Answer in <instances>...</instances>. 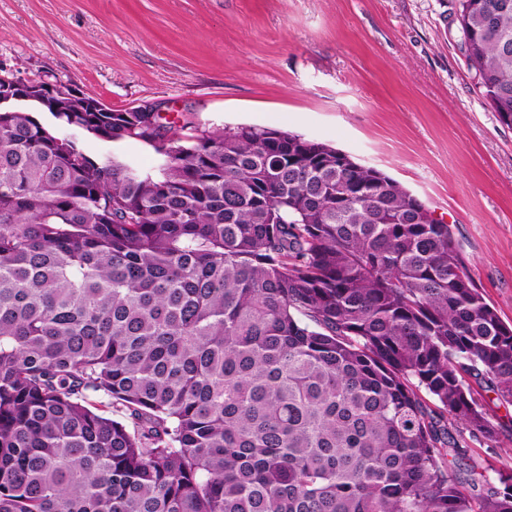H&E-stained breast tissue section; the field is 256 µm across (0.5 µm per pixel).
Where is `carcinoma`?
Segmentation results:
<instances>
[{"label":"carcinoma","instance_id":"1","mask_svg":"<svg viewBox=\"0 0 512 512\" xmlns=\"http://www.w3.org/2000/svg\"><path fill=\"white\" fill-rule=\"evenodd\" d=\"M454 17L512 127V0ZM55 108L157 165L0 113V512H512L457 430L498 436L512 327L450 225L288 131ZM86 150L95 156L114 153L131 167L141 171H150L156 165V156L151 148L134 141L121 143H103L93 138H83Z\"/></svg>","mask_w":512,"mask_h":512}]
</instances>
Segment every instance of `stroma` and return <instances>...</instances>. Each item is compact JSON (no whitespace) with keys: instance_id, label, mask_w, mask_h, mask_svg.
<instances>
[{"instance_id":"35a3bbf8","label":"stroma","mask_w":512,"mask_h":512,"mask_svg":"<svg viewBox=\"0 0 512 512\" xmlns=\"http://www.w3.org/2000/svg\"><path fill=\"white\" fill-rule=\"evenodd\" d=\"M456 0H0V65L114 110L162 104L175 127L260 125L328 143L405 185L449 224L512 326V128L475 86ZM152 170L148 146L85 139ZM470 442L512 473V403Z\"/></svg>"}]
</instances>
